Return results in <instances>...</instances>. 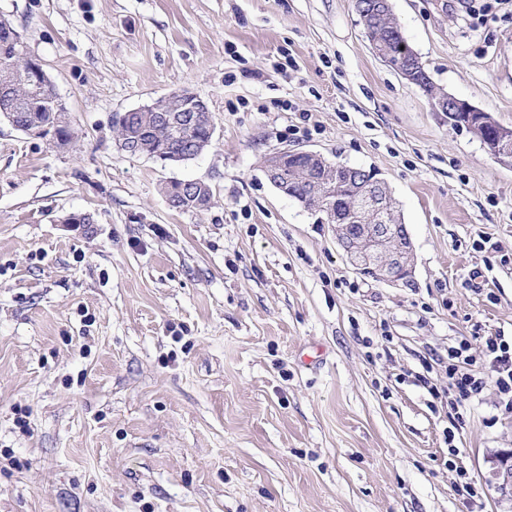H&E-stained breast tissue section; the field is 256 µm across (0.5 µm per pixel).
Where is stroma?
<instances>
[{
  "label": "stroma",
  "instance_id": "35a3bbf8",
  "mask_svg": "<svg viewBox=\"0 0 512 512\" xmlns=\"http://www.w3.org/2000/svg\"><path fill=\"white\" fill-rule=\"evenodd\" d=\"M436 87L512 127V0H392ZM68 110L0 119V512H503L494 387L448 349L512 336V168L371 48L354 0H0ZM177 89L215 133L172 165L112 117ZM378 171L411 285L355 272L279 192L283 149ZM207 183L197 210L162 187ZM89 214L91 227L75 223ZM457 456H449V445ZM31 97L34 100L30 101L24 111H19L23 116L19 121L22 122L25 128V131L22 132L42 137V134L39 133L40 130L49 126L50 129L46 130L45 134L53 131L61 145L67 144L71 138V126L66 117V109L58 98L55 86L51 85L49 80L44 88H39L38 91L32 93Z\"/></svg>",
  "mask_w": 512,
  "mask_h": 512
}]
</instances>
